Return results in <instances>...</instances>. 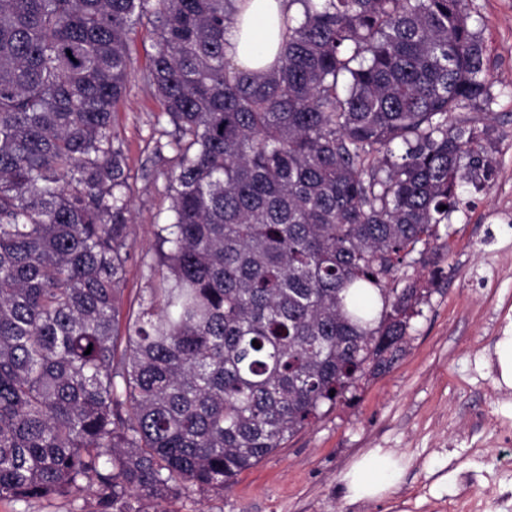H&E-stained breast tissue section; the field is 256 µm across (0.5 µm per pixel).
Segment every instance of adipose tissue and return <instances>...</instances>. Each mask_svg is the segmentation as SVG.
Segmentation results:
<instances>
[{"label": "adipose tissue", "mask_w": 512, "mask_h": 512, "mask_svg": "<svg viewBox=\"0 0 512 512\" xmlns=\"http://www.w3.org/2000/svg\"><path fill=\"white\" fill-rule=\"evenodd\" d=\"M287 8V0H246L237 24L227 34L236 48V65L266 70L274 64L280 41L279 20ZM404 473L405 465L400 458L374 448L350 465L342 482L350 501H375L394 494Z\"/></svg>", "instance_id": "obj_1"}]
</instances>
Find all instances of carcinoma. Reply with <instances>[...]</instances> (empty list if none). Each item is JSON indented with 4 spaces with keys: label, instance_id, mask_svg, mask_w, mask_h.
<instances>
[{
    "label": "carcinoma",
    "instance_id": "obj_1",
    "mask_svg": "<svg viewBox=\"0 0 512 512\" xmlns=\"http://www.w3.org/2000/svg\"><path fill=\"white\" fill-rule=\"evenodd\" d=\"M236 2L0 0V500L229 489L392 362L427 294L396 273L492 185L469 0H288L262 72ZM144 18L180 164L132 319L110 129Z\"/></svg>",
    "mask_w": 512,
    "mask_h": 512
}]
</instances>
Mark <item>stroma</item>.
Here are the masks:
<instances>
[{
  "instance_id": "stroma-1",
  "label": "stroma",
  "mask_w": 512,
  "mask_h": 512,
  "mask_svg": "<svg viewBox=\"0 0 512 512\" xmlns=\"http://www.w3.org/2000/svg\"><path fill=\"white\" fill-rule=\"evenodd\" d=\"M492 77L489 111L475 122L494 148L497 177L453 215L445 235L397 274L428 294L386 369L363 379L352 399L292 436L229 490H184L168 512H512V389L498 388L496 342L512 324V0H470ZM158 49L152 24H136L127 91L112 138L128 175L129 255L122 308L138 311L159 285L157 231L170 221L169 183L179 155L175 130L149 89ZM380 448L407 464L391 498L352 503L341 482L361 454ZM95 493L0 500V512H98Z\"/></svg>"
}]
</instances>
